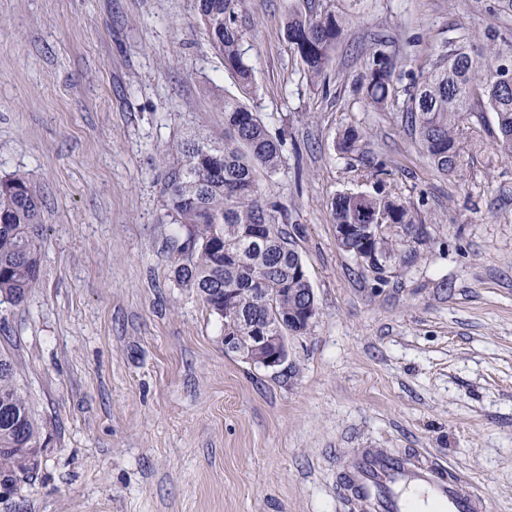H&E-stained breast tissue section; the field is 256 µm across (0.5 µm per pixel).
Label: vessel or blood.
Returning <instances> with one entry per match:
<instances>
[{
    "label": "vessel or blood",
    "mask_w": 512,
    "mask_h": 512,
    "mask_svg": "<svg viewBox=\"0 0 512 512\" xmlns=\"http://www.w3.org/2000/svg\"><path fill=\"white\" fill-rule=\"evenodd\" d=\"M352 512H484L470 480L425 451L361 448L343 463Z\"/></svg>",
    "instance_id": "obj_1"
}]
</instances>
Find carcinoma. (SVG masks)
<instances>
[{
    "label": "carcinoma",
    "instance_id": "carcinoma-1",
    "mask_svg": "<svg viewBox=\"0 0 512 512\" xmlns=\"http://www.w3.org/2000/svg\"><path fill=\"white\" fill-rule=\"evenodd\" d=\"M240 0H195V17L208 42L235 75L242 93L252 85L251 69L239 50L236 26ZM288 41L310 77L321 76L345 32L342 17L324 12L291 15ZM484 48L452 44L432 64L425 79L405 90V121L422 153L443 176L461 165L462 132L484 112L496 114L498 143L512 156V85H502L500 69L512 72V40L498 39ZM392 67L377 51L365 92L375 105L387 102ZM224 112V141L203 137L177 139L167 153L163 194L174 223L184 228L176 246L174 277L195 289L230 336H253L264 326L280 336L302 334L311 320L305 310L314 303L305 265L288 231V210L265 197L258 184L281 163V142L257 112L235 96L218 102ZM359 132L346 129L338 141L343 153L355 150ZM336 231H354L340 243L361 254V266L383 276L388 263H413L430 242L427 225L416 222L408 205L382 192H350L332 202ZM383 216L381 235L365 231ZM41 202L23 173L0 179V300L22 304L40 286ZM43 424L19 387L13 360L0 352V484L16 486L27 478L41 454Z\"/></svg>",
    "mask_w": 512,
    "mask_h": 512
}]
</instances>
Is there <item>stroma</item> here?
I'll return each instance as SVG.
<instances>
[{
	"instance_id": "1",
	"label": "stroma",
	"mask_w": 512,
	"mask_h": 512,
	"mask_svg": "<svg viewBox=\"0 0 512 512\" xmlns=\"http://www.w3.org/2000/svg\"><path fill=\"white\" fill-rule=\"evenodd\" d=\"M348 20L310 79L289 13ZM244 101L283 142L264 193L288 210L315 295L307 332L267 369L225 353L222 323L177 284L183 235L163 195L173 140L224 136L241 95L194 0H0V178L27 174L45 226L41 285L0 304V350L44 425L0 512H349L341 460L426 450L512 512V158L496 116L438 174L397 96L464 39L512 28L499 0H242ZM384 108L364 94L375 50ZM357 151L337 149L347 128ZM383 190L431 241L384 277L340 249L332 201Z\"/></svg>"
}]
</instances>
